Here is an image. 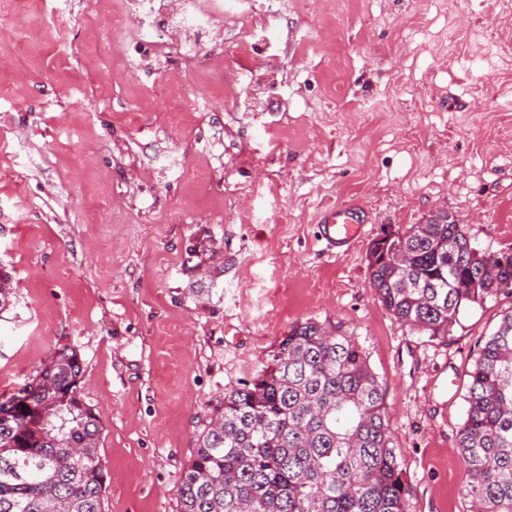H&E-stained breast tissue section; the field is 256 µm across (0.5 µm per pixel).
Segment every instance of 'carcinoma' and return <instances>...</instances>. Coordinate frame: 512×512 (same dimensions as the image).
<instances>
[{"instance_id": "carcinoma-1", "label": "carcinoma", "mask_w": 512, "mask_h": 512, "mask_svg": "<svg viewBox=\"0 0 512 512\" xmlns=\"http://www.w3.org/2000/svg\"><path fill=\"white\" fill-rule=\"evenodd\" d=\"M369 264L383 307L430 340L461 312L512 297V259L474 250L456 224H412ZM83 362L54 349L0 395V512H104L101 423L83 400ZM457 447L469 512H512V309L470 370ZM385 397L363 348L341 328L292 325L255 379L224 393L201 432L179 512H403Z\"/></svg>"}]
</instances>
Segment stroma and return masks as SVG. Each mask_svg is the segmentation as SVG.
I'll return each instance as SVG.
<instances>
[{
    "label": "stroma",
    "mask_w": 512,
    "mask_h": 512,
    "mask_svg": "<svg viewBox=\"0 0 512 512\" xmlns=\"http://www.w3.org/2000/svg\"><path fill=\"white\" fill-rule=\"evenodd\" d=\"M51 7L0 0L39 42L13 61L23 82L0 83V271L14 291L0 394L75 347L102 424L105 512H178L218 396L252 381L293 324L328 320L385 391L404 512H467L465 373L512 298L431 341L381 305L368 253L437 211L478 249L512 253V70L489 67L481 36L512 42L496 0H254L191 70L113 33L91 0H72L63 30ZM242 42L274 89L261 112L224 97ZM160 80L191 82L215 111L172 126ZM348 201L366 232L327 256L319 213Z\"/></svg>",
    "instance_id": "stroma-1"
}]
</instances>
